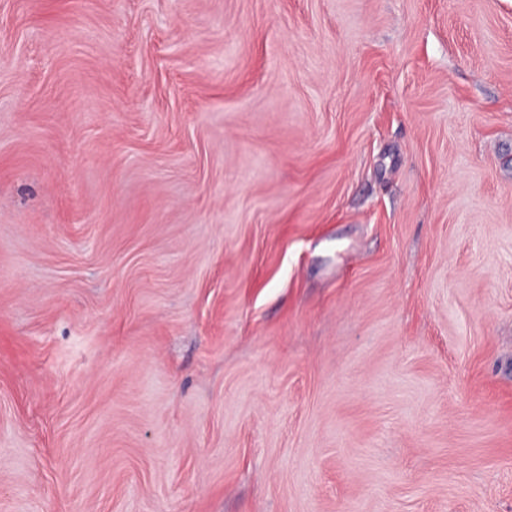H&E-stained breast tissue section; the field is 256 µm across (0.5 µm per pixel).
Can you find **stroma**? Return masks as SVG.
<instances>
[{
	"mask_svg": "<svg viewBox=\"0 0 512 512\" xmlns=\"http://www.w3.org/2000/svg\"><path fill=\"white\" fill-rule=\"evenodd\" d=\"M0 512H512V0H0Z\"/></svg>",
	"mask_w": 512,
	"mask_h": 512,
	"instance_id": "obj_1",
	"label": "stroma"
}]
</instances>
